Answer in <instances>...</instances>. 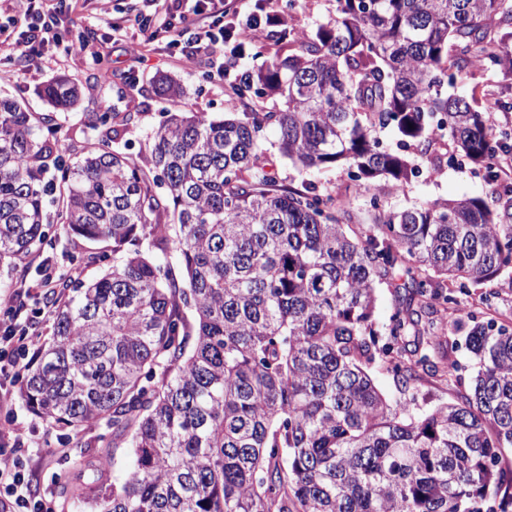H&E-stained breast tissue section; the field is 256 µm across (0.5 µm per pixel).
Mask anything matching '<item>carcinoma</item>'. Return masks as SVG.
Masks as SVG:
<instances>
[{"label":"carcinoma","mask_w":512,"mask_h":512,"mask_svg":"<svg viewBox=\"0 0 512 512\" xmlns=\"http://www.w3.org/2000/svg\"><path fill=\"white\" fill-rule=\"evenodd\" d=\"M294 4L267 33L288 54L228 84L234 100L280 107L190 115L161 77L170 108L135 157L112 142L138 113L83 112L95 136L66 144L79 159L59 165L43 131L81 99L67 77L42 91L51 112L0 97V266L51 244V224L112 243L103 276L43 296L53 336L17 396L51 428L105 426L95 444L108 452L77 458L62 486L90 512H509L512 326L475 321L465 301L480 289L489 306L512 279L503 193L355 207L269 166L274 149L384 193L456 156L499 183L491 161L512 131L492 113L512 102L448 88L478 68L512 77V0H336L312 38L296 33ZM387 130L413 155L385 148ZM382 284L398 304L380 326ZM449 330L475 362L467 390L422 413L416 396L380 391V361L406 391L457 369Z\"/></svg>","instance_id":"1"}]
</instances>
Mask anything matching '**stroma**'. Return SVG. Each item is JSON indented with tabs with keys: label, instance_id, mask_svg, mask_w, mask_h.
I'll return each mask as SVG.
<instances>
[{
	"label": "stroma",
	"instance_id": "obj_1",
	"mask_svg": "<svg viewBox=\"0 0 512 512\" xmlns=\"http://www.w3.org/2000/svg\"><path fill=\"white\" fill-rule=\"evenodd\" d=\"M50 8L63 39H83L90 52L35 69L25 67L23 60L0 48V92L17 99L29 111H49L50 106L41 97L40 90L51 78L64 75L84 85L102 66L108 67L112 74L109 86L106 90L95 91L94 95H83L78 109L97 112L108 107L117 112L139 113V120L116 141L117 147L128 153H137L140 142L162 122L168 108L167 101L154 92L159 77H171L186 88V103L191 111L211 115L245 111V103L229 100L226 80L211 72L208 59L190 61L180 49H165V38L160 30L173 11L170 0H161L155 6L147 5L145 0H110L106 6L101 5L100 0H52ZM140 13L150 17L152 29L158 32L156 38H149L136 23L135 17ZM122 16L128 19L124 31L113 33V20ZM271 172L280 183L297 188L307 186L335 196L355 193L353 182L342 169L309 175L276 155L272 158ZM490 191L481 172L464 163L444 167L433 177L420 174L405 190L391 192L389 200L396 206H411L437 198L484 197ZM49 235L52 244L41 254L29 257L15 270H0V285L16 287L23 282H39L42 277L39 263L43 260L56 271L76 273L79 280L85 282L105 272V264L97 259L102 244L72 238L60 224L50 225ZM453 358L458 365L453 376L426 373L417 382L414 393L421 409L428 410L451 400L461 385L468 383L472 363L465 347H458ZM13 407L19 419L30 426L35 443L34 449L24 453L21 459L29 474L32 492L53 495L57 512H74L73 507L65 503L61 486L71 472L74 458L95 460L101 456L95 439L104 433V426L89 424L78 437L69 438L62 431L48 429L21 402H14Z\"/></svg>",
	"mask_w": 512,
	"mask_h": 512
}]
</instances>
